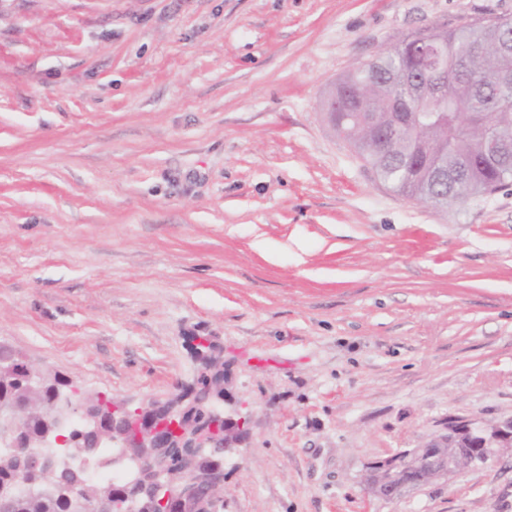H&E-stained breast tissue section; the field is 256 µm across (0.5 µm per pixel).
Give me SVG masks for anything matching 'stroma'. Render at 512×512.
I'll return each instance as SVG.
<instances>
[{
	"label": "stroma",
	"mask_w": 512,
	"mask_h": 512,
	"mask_svg": "<svg viewBox=\"0 0 512 512\" xmlns=\"http://www.w3.org/2000/svg\"><path fill=\"white\" fill-rule=\"evenodd\" d=\"M512 0H0V342L82 394L176 393L219 338L224 512H512V457L388 501L373 461L512 415V183L395 193L320 101Z\"/></svg>",
	"instance_id": "obj_1"
}]
</instances>
